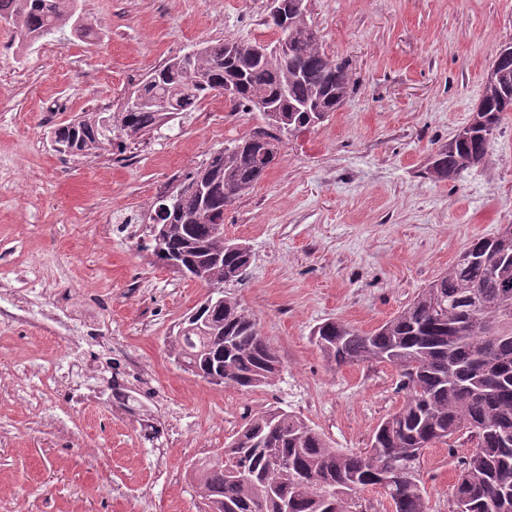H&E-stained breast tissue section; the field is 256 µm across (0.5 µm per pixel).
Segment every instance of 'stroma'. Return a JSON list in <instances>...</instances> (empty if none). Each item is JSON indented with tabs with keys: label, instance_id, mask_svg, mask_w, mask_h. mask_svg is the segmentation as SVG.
<instances>
[{
	"label": "stroma",
	"instance_id": "obj_1",
	"mask_svg": "<svg viewBox=\"0 0 512 512\" xmlns=\"http://www.w3.org/2000/svg\"><path fill=\"white\" fill-rule=\"evenodd\" d=\"M90 37L29 45L0 26V512H201L189 472L243 413L281 408L333 447H366L397 410L386 363L329 368L311 330L342 319L369 331L442 275L465 245L512 224V115L486 160L453 180L426 174L466 126L512 0H311L328 54L359 88L321 126L283 140L279 162L224 213L252 251L233 291L277 349L274 385L242 392L185 371L165 338L204 287L143 249L158 197L210 152L261 127L223 98L171 115L124 154L56 153L76 114L119 106L154 67L208 42L270 41L267 0H80ZM53 358L54 391L35 365ZM154 411L109 406V362ZM470 444L436 443L422 471L432 512H451Z\"/></svg>",
	"mask_w": 512,
	"mask_h": 512
}]
</instances>
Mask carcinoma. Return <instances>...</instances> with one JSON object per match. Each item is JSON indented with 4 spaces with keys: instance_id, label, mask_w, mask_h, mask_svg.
<instances>
[{
    "instance_id": "carcinoma-1",
    "label": "carcinoma",
    "mask_w": 512,
    "mask_h": 512,
    "mask_svg": "<svg viewBox=\"0 0 512 512\" xmlns=\"http://www.w3.org/2000/svg\"><path fill=\"white\" fill-rule=\"evenodd\" d=\"M78 0H0V20L34 42L65 35ZM272 44L219 40L197 50L192 66L168 60L151 69L137 91L144 100L135 111L83 112L53 131L65 153H121L126 141L154 131L168 116L188 112L204 99L228 91L241 111H258L265 128L242 137L183 178H200L206 195L181 193L169 215L163 250L156 262L175 260L202 270L200 283L224 296L207 310L205 324L181 321L166 337L174 360L206 379L223 369L224 384L252 391L274 384L282 370L275 347L257 320L226 291L244 281L252 254L231 239H212L216 215L252 189L278 164L279 154L263 160L251 149L258 137L283 136L315 127L312 108L326 121L355 93L351 61L322 47L307 20L297 14L288 24V54H272ZM512 55L495 54L471 121L430 156L428 175L454 179L483 163L512 105ZM112 127L103 138L102 121ZM312 336L327 365L336 369L359 362L398 368L401 406L384 418L364 449L335 448L305 419L281 408L244 416V424L224 447L194 466L191 479L204 512H369L359 492L372 487L396 504V512H430L421 476L424 451L436 442L467 436L472 450L462 460L453 486L451 512H512V225L489 238L471 240L456 261L395 316L362 331L342 319L317 325ZM401 454L407 470L383 483L380 464ZM283 460L271 466L269 457Z\"/></svg>"
}]
</instances>
